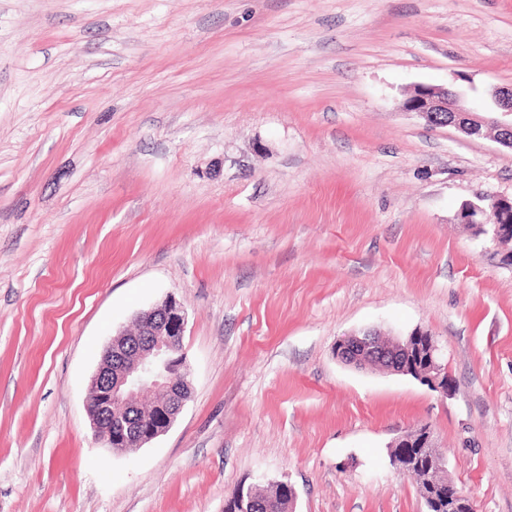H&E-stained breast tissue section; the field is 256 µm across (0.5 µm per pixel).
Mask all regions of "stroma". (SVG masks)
Returning a JSON list of instances; mask_svg holds the SVG:
<instances>
[{
  "instance_id": "1",
  "label": "stroma",
  "mask_w": 512,
  "mask_h": 512,
  "mask_svg": "<svg viewBox=\"0 0 512 512\" xmlns=\"http://www.w3.org/2000/svg\"><path fill=\"white\" fill-rule=\"evenodd\" d=\"M512 85V0H0V512H424L390 461L427 425L475 512H512V149L403 108ZM175 295L191 397L97 444L89 379ZM450 388L357 370L415 329ZM497 204L498 223L492 224L490 237L498 243H509L512 241V198L494 197ZM507 242L502 240L508 239ZM485 208L478 202L467 201L460 210L459 218L462 224H470L476 231L483 235H489V230L484 221ZM245 493L244 500L246 511L238 512H291L293 500L288 494L286 487L281 484H272L267 487H249Z\"/></svg>"
}]
</instances>
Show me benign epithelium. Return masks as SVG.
Instances as JSON below:
<instances>
[{
  "mask_svg": "<svg viewBox=\"0 0 512 512\" xmlns=\"http://www.w3.org/2000/svg\"><path fill=\"white\" fill-rule=\"evenodd\" d=\"M494 111L512 117V86L492 91ZM460 93L450 87L416 86L407 95L403 108L431 127L453 126L465 134L482 137L494 131L496 141L512 149V120H485L462 109ZM498 223L487 228L483 205L467 201L460 210L461 223L473 226L500 243L512 241V198L497 197ZM187 324L183 304L174 295L135 316L139 327L134 340L120 332L106 346L102 363L90 380L94 403L89 414L95 440L109 449L140 448L173 426L188 400L189 367L183 347ZM336 357L358 368L380 366L391 372L410 375L434 388L448 390V377L440 363L432 336L416 330L403 339L384 342L375 330L351 334L336 343ZM150 396L152 403L141 417L124 418L127 402ZM403 448V462L396 468L416 474L425 483L428 512H474L473 502L447 476V460L437 450L430 428L405 431L391 444Z\"/></svg>",
  "mask_w": 512,
  "mask_h": 512,
  "instance_id": "1",
  "label": "benign epithelium"
}]
</instances>
